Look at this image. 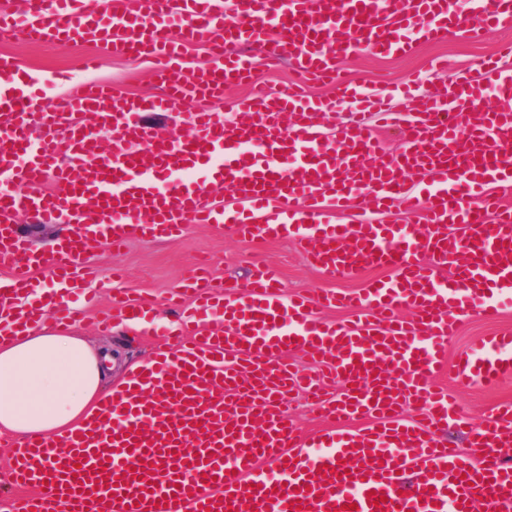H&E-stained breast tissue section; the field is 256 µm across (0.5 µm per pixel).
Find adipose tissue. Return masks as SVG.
I'll return each mask as SVG.
<instances>
[{
	"instance_id": "obj_1",
	"label": "adipose tissue",
	"mask_w": 512,
	"mask_h": 512,
	"mask_svg": "<svg viewBox=\"0 0 512 512\" xmlns=\"http://www.w3.org/2000/svg\"><path fill=\"white\" fill-rule=\"evenodd\" d=\"M111 352L34 324L0 344V434L56 436L96 412L112 386Z\"/></svg>"
}]
</instances>
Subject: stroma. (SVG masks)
<instances>
[{
	"label": "stroma",
	"instance_id": "obj_1",
	"mask_svg": "<svg viewBox=\"0 0 512 512\" xmlns=\"http://www.w3.org/2000/svg\"><path fill=\"white\" fill-rule=\"evenodd\" d=\"M512 39V32L478 28L462 31L437 43L417 44L408 56L381 57L363 51L342 63L344 73L365 81L367 86L393 89L408 79L419 81V91L428 94L440 87H453L461 73L474 70L485 59L496 54L501 43ZM0 53L12 55L20 72L34 77L33 88L43 98L50 99L67 88L68 81H97L113 86L123 95L156 91L152 59H129L111 55L103 46L85 43L59 42L35 45L15 31H0ZM101 57L98 69L87 72L82 59L90 54ZM438 56L447 57L449 68L442 73L432 72L430 62ZM247 90L242 86L225 87L220 101L194 99L163 116H150V123L161 135L178 133L188 135L190 112L214 108L223 111L225 118L244 121L245 112L240 101ZM91 263L102 274H109L119 266L126 272L125 288L133 294L148 299L158 322L174 324L177 314L167 308L168 297L199 266L208 267L214 284L234 286L243 284L251 267L252 258L258 257L275 266L280 274L285 293L305 291L317 294L327 289L354 290L363 287V280H336L327 277L311 265L296 248L293 241H266L256 239L242 243L225 236L218 224H190L176 238H130L118 251L102 243L88 254ZM80 314L72 323L88 345L95 350L112 352L116 365L112 374L113 384L127 380L131 372L151 363L158 351L170 347L172 340L165 336L146 335L132 329L125 321L116 320L110 333L96 330L93 313L80 297L70 300ZM512 330V306L504 308L501 315L489 319L471 315L463 322L455 339L448 345L449 359L471 350L484 340ZM456 400L462 415L472 426H481L494 409L512 401V376L487 384L475 381L459 384L450 369H443L437 376Z\"/></svg>",
	"mask_w": 512,
	"mask_h": 512
}]
</instances>
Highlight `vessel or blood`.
<instances>
[{"label": "vessel or blood", "mask_w": 512, "mask_h": 512, "mask_svg": "<svg viewBox=\"0 0 512 512\" xmlns=\"http://www.w3.org/2000/svg\"><path fill=\"white\" fill-rule=\"evenodd\" d=\"M478 26L512 29V0H474ZM24 0L23 34L33 44L100 41L112 54L160 59L161 95L138 98L77 83L48 103L12 86L16 64L0 54V307L19 321L38 313L65 324L63 298L95 277L88 242L121 246L129 236L170 237L186 224H220L242 240L287 236L324 274L383 278L354 292L284 294L277 270L254 264L237 290L213 291L206 275L182 289L193 310L173 348L136 370L78 427L52 439L0 436L18 489L11 512H512V403L470 429L433 379L448 344L472 313L493 316L512 294V68L485 61L450 91L418 96L408 112H384L406 148L386 153L362 122L322 141V100L300 85L331 81L336 100L380 107L383 95L337 79L343 58L366 48L403 56L411 35L435 42L459 31L455 0ZM181 29L169 41L168 22ZM186 45L203 46L210 65L188 74ZM257 54L242 53V46ZM290 61L299 80L273 95L256 88L241 107L191 115L190 136L162 137L142 119L169 112L251 76L257 61ZM60 126L63 140L34 139V123ZM112 148L98 153L97 127ZM223 182L235 205L218 206L198 165ZM178 173L158 187L156 173ZM432 176L423 193L410 173ZM368 196L377 211L399 206L407 220L334 224L332 213ZM65 224L51 255L28 252L19 216ZM54 289L38 310L20 306L34 271ZM344 308L327 323L322 310ZM146 300L112 288L113 314L145 318ZM297 351L322 363L324 379L285 359ZM462 381L512 375V336L487 340L454 366ZM340 380V396L325 379ZM302 389L329 426L306 438L289 422L288 396ZM467 432L481 454L452 447L448 429Z\"/></svg>", "instance_id": "1"}]
</instances>
